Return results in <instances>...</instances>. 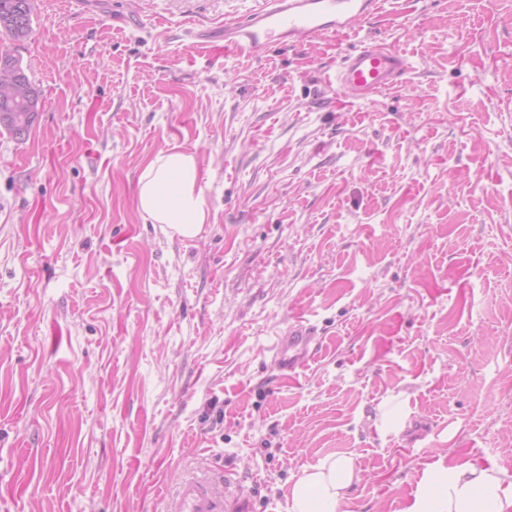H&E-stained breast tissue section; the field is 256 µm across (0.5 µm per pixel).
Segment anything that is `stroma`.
<instances>
[{"mask_svg": "<svg viewBox=\"0 0 512 512\" xmlns=\"http://www.w3.org/2000/svg\"><path fill=\"white\" fill-rule=\"evenodd\" d=\"M258 5L33 0L29 36L0 33L43 102L0 128V512H166L223 469L289 512L336 453L361 468L336 512H408L441 460L512 472V0H384L261 58L198 45ZM374 41L407 84L324 82ZM176 146L210 210L191 240L136 205ZM298 323L320 346L289 378ZM282 342L276 346L278 355L276 365L283 373H294L300 367L311 347H318L320 341L309 328L303 324L292 327ZM380 420L382 425L380 430H384L386 426L391 428L401 427L409 417L410 406L409 399L404 397V393L387 400L380 409Z\"/></svg>", "mask_w": 512, "mask_h": 512, "instance_id": "1", "label": "stroma"}]
</instances>
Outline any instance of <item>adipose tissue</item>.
<instances>
[{"label":"adipose tissue","instance_id":"adipose-tissue-1","mask_svg":"<svg viewBox=\"0 0 512 512\" xmlns=\"http://www.w3.org/2000/svg\"><path fill=\"white\" fill-rule=\"evenodd\" d=\"M136 201L152 223L186 239L196 237L208 220L197 161L193 154L174 148L145 165ZM360 474L354 456L321 458L305 467L293 484L289 512H336ZM410 512H512V474L492 459L437 466Z\"/></svg>","mask_w":512,"mask_h":512}]
</instances>
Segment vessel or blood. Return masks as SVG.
<instances>
[{"label": "vessel or blood", "mask_w": 512, "mask_h": 512, "mask_svg": "<svg viewBox=\"0 0 512 512\" xmlns=\"http://www.w3.org/2000/svg\"><path fill=\"white\" fill-rule=\"evenodd\" d=\"M378 0H262L258 9L225 21L220 31L225 46L260 56L305 39L349 33L358 20L372 19ZM410 72L406 56L396 48L369 44L348 52L333 81L341 90L365 99L400 86ZM319 339L308 327H292L278 345L276 364L282 372L300 367ZM170 512H251L247 495L229 499L228 488L207 477L180 483Z\"/></svg>", "instance_id": "obj_1"}]
</instances>
